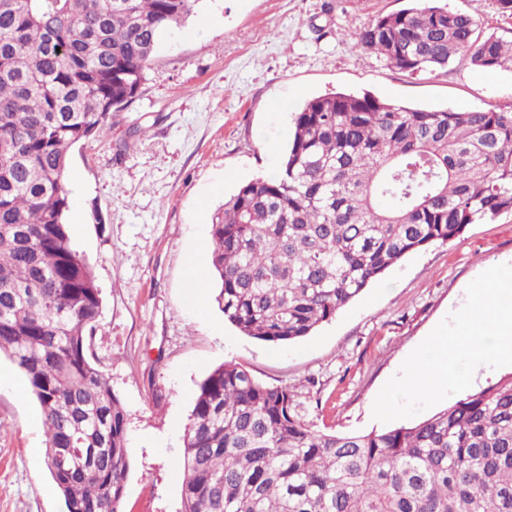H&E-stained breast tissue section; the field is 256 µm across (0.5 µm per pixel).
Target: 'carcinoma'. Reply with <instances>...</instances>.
<instances>
[{
    "label": "carcinoma",
    "mask_w": 512,
    "mask_h": 512,
    "mask_svg": "<svg viewBox=\"0 0 512 512\" xmlns=\"http://www.w3.org/2000/svg\"><path fill=\"white\" fill-rule=\"evenodd\" d=\"M199 0H0V355L37 400L65 512H120L124 408L93 339L102 298L73 244L71 148L146 79L160 34ZM409 76L458 56L512 66V39L415 0L353 33ZM276 174L212 217L224 319L273 345L311 335L408 254L512 214V109H414L369 94L306 101ZM182 512H512V376L410 425L322 432L288 386L213 368L183 437Z\"/></svg>",
    "instance_id": "carcinoma-1"
}]
</instances>
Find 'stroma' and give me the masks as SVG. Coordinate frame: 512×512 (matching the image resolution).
I'll list each match as a JSON object with an SVG mask.
<instances>
[{"instance_id":"35a3bbf8","label":"stroma","mask_w":512,"mask_h":512,"mask_svg":"<svg viewBox=\"0 0 512 512\" xmlns=\"http://www.w3.org/2000/svg\"><path fill=\"white\" fill-rule=\"evenodd\" d=\"M407 0H199L163 32L137 96L107 135L69 156L70 236L94 266L102 308L93 342L128 422L121 512H182L179 465L198 386L237 362L287 385L318 429L367 433L376 396L406 357L465 302L470 282L512 263V214L469 225L414 252L310 337L272 345L243 336L214 302L215 279L191 284L193 251L244 183L274 173L305 101L368 93L419 109L512 106V70L468 58L404 75L353 47L351 33ZM481 33L505 34L496 0H448ZM210 300L196 308V291ZM0 512H62L45 462L40 409L0 358Z\"/></svg>"}]
</instances>
